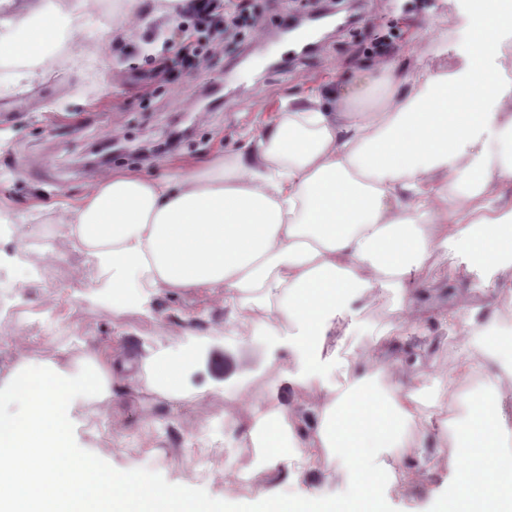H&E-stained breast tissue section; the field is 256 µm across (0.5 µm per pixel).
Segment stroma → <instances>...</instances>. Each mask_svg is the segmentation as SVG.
Returning <instances> with one entry per match:
<instances>
[{"label": "stroma", "instance_id": "1", "mask_svg": "<svg viewBox=\"0 0 512 512\" xmlns=\"http://www.w3.org/2000/svg\"><path fill=\"white\" fill-rule=\"evenodd\" d=\"M251 2L258 27L238 29L218 42L209 29H198V38L212 43V55L169 65L159 79H148V72L177 53L163 0H143L139 19L130 22L119 11L90 15L80 30L57 32L60 55L37 70L17 65L0 72V222L19 230L15 237L0 233V293H15L29 307L26 349L0 355V383L23 357L77 370L117 336L133 373L141 370L135 354L142 341L156 339L175 349L188 333L211 337L185 376L183 399L132 387L115 375L108 404L79 408L73 430L79 449L101 465L148 472L162 481L179 478L203 496L234 500L240 494L223 478L182 459L176 439L195 434L219 442L228 462L249 463L251 453L239 446L240 430L231 424L242 417L244 404L229 392L246 386L251 401L291 404L303 396L290 382L302 369L298 355L281 352V371L272 374L265 339L220 334L223 307L195 293H160L148 314L112 313L84 299L98 271L68 236L59 211L46 204L79 198L109 168L169 175L184 161L249 152L253 137L278 118L288 100L352 90L386 61L396 63L403 77H414L436 67L439 50L465 36L455 0ZM382 37L391 41L384 55L377 49ZM110 139L124 153L110 165L96 163L97 146ZM43 239L61 260L51 286L25 274L45 262ZM428 275L427 289L414 301L424 331L411 339L412 369L425 376L464 353L459 336L431 321L432 311L486 304L466 284L440 279L437 268ZM398 320L388 303L350 317L347 334L335 341L336 361L325 369L330 385H344L343 364L359 348L377 349L379 360L392 359L393 351L377 344L374 334ZM447 476L439 469L425 475L411 495L389 494L388 512H430L432 492ZM278 487L287 498L314 491L340 499L349 493L348 469L338 460L317 476L296 468Z\"/></svg>", "mask_w": 512, "mask_h": 512}]
</instances>
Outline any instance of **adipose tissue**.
Wrapping results in <instances>:
<instances>
[{
	"instance_id": "adipose-tissue-1",
	"label": "adipose tissue",
	"mask_w": 512,
	"mask_h": 512,
	"mask_svg": "<svg viewBox=\"0 0 512 512\" xmlns=\"http://www.w3.org/2000/svg\"><path fill=\"white\" fill-rule=\"evenodd\" d=\"M460 15L468 39L452 71L408 80L396 64H380L372 105L361 89L342 112L308 99L261 133L250 155L187 163L175 176L112 170L58 204L100 274L89 294L106 309L144 312L161 291L198 290L223 301L225 335L294 337L308 364L298 383L314 403L248 405L250 434L266 449L251 474L257 512H386L388 492L414 489L427 467L449 471L431 512H512V454L501 446L494 399L503 385L493 376L489 396L456 392L474 356L439 375V395L468 409L448 438L435 436L421 378L401 361L359 353L340 392L322 377L323 348L343 315L388 297L402 322L378 341L420 331L408 291L424 289L430 259L448 281L488 297L481 310L440 309V323L473 336L512 309V282L501 278L512 270V85L494 65L512 40V0H464ZM71 22L62 0H0V51L41 59ZM203 345L194 336L173 355L143 341L147 385L180 398ZM120 357L104 348L75 371L24 361L0 387V512H234L229 500L141 472H123V492L101 489L104 469L76 450L74 413L106 398ZM394 372L400 385L380 387ZM430 445L429 460H406L396 475L374 463L380 448ZM297 455L313 470L330 458L350 462L353 492L282 497L269 482Z\"/></svg>"
}]
</instances>
